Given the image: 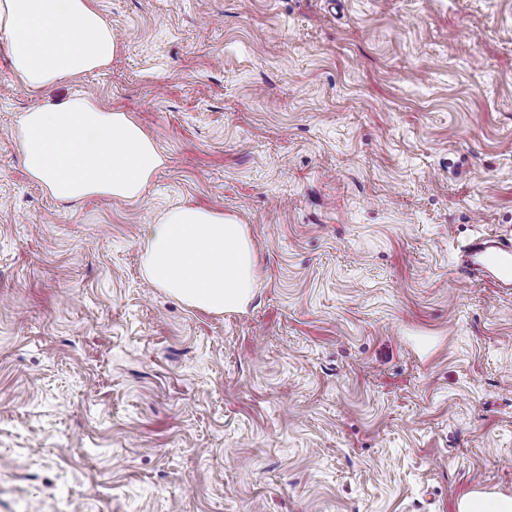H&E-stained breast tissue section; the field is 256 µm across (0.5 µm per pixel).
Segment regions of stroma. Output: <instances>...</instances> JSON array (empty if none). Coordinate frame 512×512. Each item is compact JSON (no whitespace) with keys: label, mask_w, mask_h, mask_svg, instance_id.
<instances>
[{"label":"stroma","mask_w":512,"mask_h":512,"mask_svg":"<svg viewBox=\"0 0 512 512\" xmlns=\"http://www.w3.org/2000/svg\"><path fill=\"white\" fill-rule=\"evenodd\" d=\"M119 47L35 94L0 42V512H456L512 496V0H94ZM75 93L164 166L61 202L18 112ZM245 225L217 315L148 284L172 206ZM456 273L460 279L479 278L493 288H512V241L482 233L459 249ZM457 512H511L512 497L490 491H469L459 497Z\"/></svg>","instance_id":"35a3bbf8"}]
</instances>
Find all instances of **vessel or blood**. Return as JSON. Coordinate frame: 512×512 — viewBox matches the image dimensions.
<instances>
[{
  "mask_svg": "<svg viewBox=\"0 0 512 512\" xmlns=\"http://www.w3.org/2000/svg\"><path fill=\"white\" fill-rule=\"evenodd\" d=\"M459 278H479L498 289L512 288V240L482 233L459 249Z\"/></svg>",
  "mask_w": 512,
  "mask_h": 512,
  "instance_id": "1",
  "label": "vessel or blood"
}]
</instances>
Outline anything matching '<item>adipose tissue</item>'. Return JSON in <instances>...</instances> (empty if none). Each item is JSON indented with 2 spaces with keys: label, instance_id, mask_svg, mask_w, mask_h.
Returning <instances> with one entry per match:
<instances>
[{
  "label": "adipose tissue",
  "instance_id": "ef3b65f1",
  "mask_svg": "<svg viewBox=\"0 0 512 512\" xmlns=\"http://www.w3.org/2000/svg\"><path fill=\"white\" fill-rule=\"evenodd\" d=\"M0 39L14 79L39 93L107 67L118 42L92 0H0ZM22 161L52 197H143L165 159L127 113L75 94L16 118ZM143 273L154 287L214 314L249 303L256 256L246 228L222 212L177 206L151 225Z\"/></svg>",
  "mask_w": 512,
  "mask_h": 512
}]
</instances>
